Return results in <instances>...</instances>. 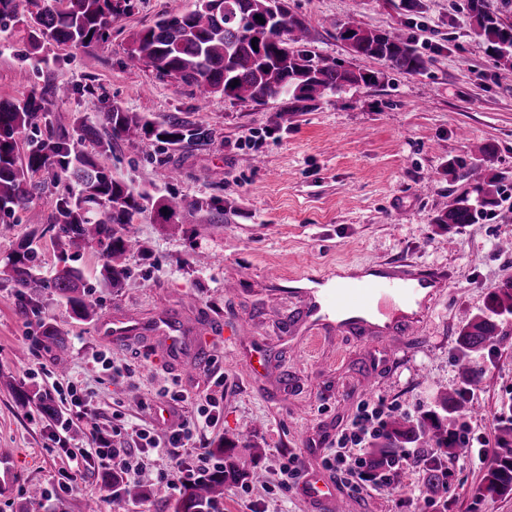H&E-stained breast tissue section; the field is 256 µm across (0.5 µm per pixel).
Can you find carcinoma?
I'll return each instance as SVG.
<instances>
[{"mask_svg": "<svg viewBox=\"0 0 512 512\" xmlns=\"http://www.w3.org/2000/svg\"><path fill=\"white\" fill-rule=\"evenodd\" d=\"M471 30L486 46V53L499 68L501 81H512V23L490 0H465ZM134 9V0H0V30L23 25L33 49L41 42L87 48L105 43L110 37L112 19ZM262 17L260 23L255 16ZM336 38L355 56L384 61L398 73L416 75L428 60L408 36L386 30H372L349 20L336 23ZM309 28L306 21L288 10L286 0H196L195 8L180 15H164L153 25L134 32L127 51L129 66L152 68L158 75L173 77L195 86L207 95H221L243 102L264 104L288 98V111L299 112L308 103L325 96H339L352 86L377 85L381 76L372 71L354 70L339 61H329L307 49ZM51 127L44 139L24 147L18 140L23 131L42 120ZM111 130L101 138L96 127L70 112H49L36 95L22 102L0 101V213L11 215L28 209L31 179L46 168L58 170L77 186V193L56 202L51 224L62 249L64 267L48 283L36 278L40 255L31 244L19 247L4 264L0 275L12 281L21 313L39 310L37 288H51L70 306L76 319L88 321L96 315V305L88 298V287L80 268L72 265L80 252L94 245L103 250L102 276L113 288L122 286L128 275L127 253L133 248L130 226L135 218L150 212L159 224H183L203 209L188 204L176 194L151 196L109 175L97 159L85 153L82 144L96 143L101 151L112 149V141L131 135H145L165 143L181 145L208 138L201 127L172 120L159 124L119 107L104 113ZM493 152L479 149L471 162L463 159L448 164L454 177L472 185L476 197L454 196L448 210L436 223L452 230L473 224L498 206L504 174L492 172ZM512 316V278L504 281L487 299L484 310L467 319L458 329V375L461 388L440 395L436 409L414 419L398 416L386 421L369 442L365 461L368 479L375 481L394 473L403 481L407 473L394 471L403 448H434L450 456L460 443L459 417L468 396L479 390L483 371L476 357L493 346L503 335V324ZM39 336L57 351L54 361L65 370L58 354L65 344L64 334L51 322L39 324ZM43 415L63 420V412L47 394L38 396ZM248 437L224 441L212 453L223 463L201 480L184 484L172 512H211L224 500V487L230 480L263 475L248 471L235 448L247 447ZM496 451L485 467L483 477L472 491L474 502L488 496L512 495V401L502 405L495 434ZM112 498L140 499L152 491L131 486L110 470L100 475ZM448 485V473L435 461L427 463L426 493L441 495Z\"/></svg>", "mask_w": 512, "mask_h": 512, "instance_id": "cac0c4a2", "label": "carcinoma"}]
</instances>
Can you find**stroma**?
Returning a JSON list of instances; mask_svg holds the SVG:
<instances>
[{
  "label": "stroma",
  "instance_id": "obj_1",
  "mask_svg": "<svg viewBox=\"0 0 512 512\" xmlns=\"http://www.w3.org/2000/svg\"><path fill=\"white\" fill-rule=\"evenodd\" d=\"M398 0H287L305 19L310 47L321 57L354 69L383 72L376 86L349 89L338 100L319 101L300 112L286 101L257 105L199 89L152 70L126 65L132 32L162 15H179L194 0H135L116 18L107 43L75 48L53 42L31 50L25 32L0 31V99L21 100L31 91L68 83L64 100L51 109L81 113L102 126L112 107L155 122L176 119L207 129L208 139L171 146L132 136L99 154L84 149L114 177L154 196L171 192L207 207L188 223L163 226L139 216L131 230L137 245L128 257L131 277L110 288L99 271L102 249H86L77 265L98 306L93 321H75L52 289L40 291L37 314L20 313L16 290L0 279V512H84L97 500L100 512H169L176 494L167 490L143 500L104 498L98 462L88 458L96 434L121 429L127 447L135 430L155 425L162 392L180 394L165 428L196 411L199 396L219 397V418L196 439L200 448L248 433L242 460L271 473L288 455L314 472L354 512H440L425 493L426 469L415 449L400 454L409 481L382 491L359 483L348 470L327 465L336 439L350 428L365 403L386 415L419 417L443 392L458 389L455 336L488 296L512 277V183L499 206L476 223L451 231L436 221L449 194L466 182L454 180L448 163L493 149L494 170L512 175V83L496 78L494 61L470 29L463 0H424L422 14L398 10ZM356 19L362 26L413 36L429 59L420 74L388 70L383 61L353 55L337 39L335 24ZM258 134V145L245 144ZM179 173L156 178L158 167ZM30 211L48 220L61 195L74 184L45 169L38 172ZM26 213L0 217V266L25 240L41 253L39 277L61 269L54 233L33 236ZM414 264L442 272L447 284L431 289L417 311L419 324L390 322L387 341L373 328L307 329L308 297L298 283L318 284L342 267L400 270ZM130 317L141 329L113 344V319ZM66 334V372L40 341V320ZM171 319L186 334L206 341L187 363L167 362L154 326ZM123 365L115 379L102 359ZM477 411L462 418L465 433L494 445L496 419L512 400V320L504 335L478 358ZM82 384L91 413L71 417L66 448L53 438L56 422L35 404H19L16 392L40 391L63 404V386ZM444 464L449 512H512L511 497L473 503L471 490L483 469L462 446ZM44 491L29 495L31 487ZM314 512L301 489L271 494L267 484H232L224 512Z\"/></svg>",
  "mask_w": 512,
  "mask_h": 512
}]
</instances>
